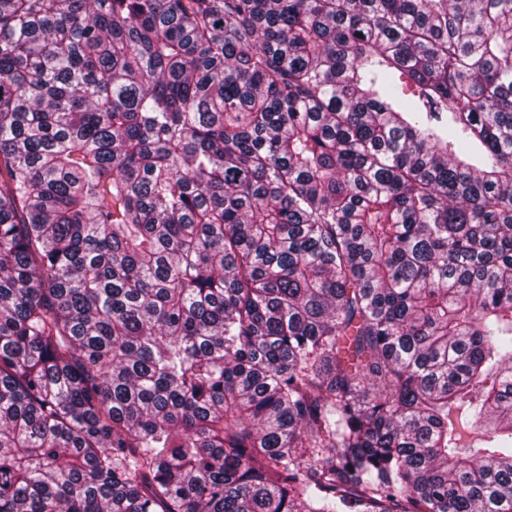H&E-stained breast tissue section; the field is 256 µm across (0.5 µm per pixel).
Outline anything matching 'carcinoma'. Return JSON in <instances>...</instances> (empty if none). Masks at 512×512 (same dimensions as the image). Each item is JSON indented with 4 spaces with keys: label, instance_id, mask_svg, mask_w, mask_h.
Instances as JSON below:
<instances>
[{
    "label": "carcinoma",
    "instance_id": "cac0c4a2",
    "mask_svg": "<svg viewBox=\"0 0 512 512\" xmlns=\"http://www.w3.org/2000/svg\"><path fill=\"white\" fill-rule=\"evenodd\" d=\"M0 512H512V0H0Z\"/></svg>",
    "mask_w": 512,
    "mask_h": 512
}]
</instances>
